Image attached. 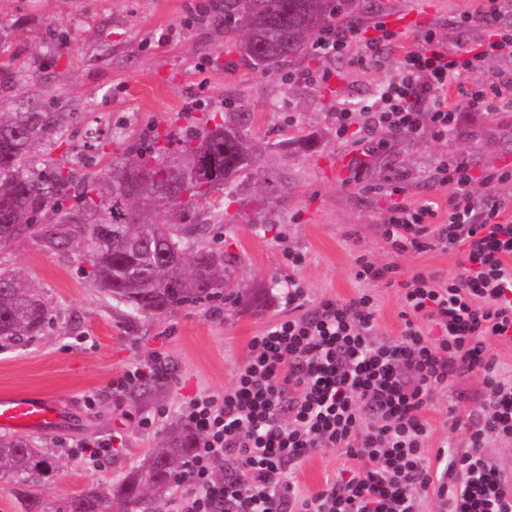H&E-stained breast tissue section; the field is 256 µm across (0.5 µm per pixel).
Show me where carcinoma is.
I'll use <instances>...</instances> for the list:
<instances>
[{"instance_id":"carcinoma-1","label":"carcinoma","mask_w":512,"mask_h":512,"mask_svg":"<svg viewBox=\"0 0 512 512\" xmlns=\"http://www.w3.org/2000/svg\"><path fill=\"white\" fill-rule=\"evenodd\" d=\"M354 0H220L224 29L242 31L234 44L245 64L275 71L308 50L318 35L352 10ZM250 116L207 117L175 139L165 133L97 177L75 182L62 162L39 165L34 145L57 129L53 112H0V251L34 235L48 243H76L90 253V277L128 315L163 317L224 296V251L202 241L205 222L183 224L212 192L237 201V178L256 163L248 144ZM49 309L24 274L0 268V339L39 335ZM184 424L164 430L163 443L135 474L106 492L69 498L65 512H148L178 480L196 448ZM53 463L28 441L0 436V477L18 484L26 512H51L26 487L41 482Z\"/></svg>"}]
</instances>
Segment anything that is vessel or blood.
<instances>
[{
  "instance_id": "obj_1",
  "label": "vessel or blood",
  "mask_w": 512,
  "mask_h": 512,
  "mask_svg": "<svg viewBox=\"0 0 512 512\" xmlns=\"http://www.w3.org/2000/svg\"><path fill=\"white\" fill-rule=\"evenodd\" d=\"M66 422V411L58 397L33 392L0 394V431L45 432Z\"/></svg>"
}]
</instances>
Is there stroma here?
Listing matches in <instances>:
<instances>
[{
    "mask_svg": "<svg viewBox=\"0 0 512 512\" xmlns=\"http://www.w3.org/2000/svg\"><path fill=\"white\" fill-rule=\"evenodd\" d=\"M219 0H0V19L14 29L15 66L0 71V112L30 107L60 115L61 134L39 141V158L66 162L84 180L123 158L129 143L151 142L155 133L183 136L208 115L244 110L252 118V143L260 157L256 174L243 182L239 200L213 194L206 213L208 240L230 256L225 299L181 307L164 318H131L124 306L91 281L85 251L53 247L30 236L0 253V267L22 269L50 310L43 333L21 342L0 341V393L28 391L59 397L68 411L65 426L32 433L34 447L57 465L34 486L36 495L63 508L75 495L107 490L139 470L159 444L161 431L180 422L183 402L198 393H223L245 358L253 336L283 314L279 293L300 281L309 304L329 297L373 294L378 331L397 338L401 290L385 283L365 285L353 274L366 255L395 262L402 273L417 268L455 272L456 257L441 249L394 257L379 226L387 216L393 186L412 202L447 204V190L428 174L438 156L462 153L480 168L512 166V138L503 124L512 116L468 112L457 134L444 139L405 133L390 138L387 153L361 175L337 170V160L359 155L358 145L336 137L340 108L373 101L395 75L392 64L363 67L357 59L364 38L379 22L418 11L417 21L399 28L400 46L417 47L420 30L432 28L452 43L476 46L480 28L459 29V15L482 0H356L355 25L343 57L307 53L275 73L240 64L225 53L224 15ZM70 45L59 50L61 35ZM331 72L313 86L296 73ZM194 94L193 111L183 109ZM109 127L110 142L86 149L90 128ZM303 251L306 263L288 264ZM161 365L164 375L124 385L129 370ZM480 377L466 374L437 395L426 414L432 442L466 446L464 426L450 427L449 408L460 416L481 402ZM113 439L100 464L77 453L80 442ZM340 449H316L295 471L301 490L315 492L348 466Z\"/></svg>",
    "mask_w": 512,
    "mask_h": 512,
    "instance_id": "35a3bbf8",
    "label": "stroma"
}]
</instances>
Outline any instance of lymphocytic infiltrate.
<instances>
[{
  "label": "lymphocytic infiltrate",
  "instance_id": "obj_1",
  "mask_svg": "<svg viewBox=\"0 0 512 512\" xmlns=\"http://www.w3.org/2000/svg\"><path fill=\"white\" fill-rule=\"evenodd\" d=\"M498 2L459 17L458 27L486 33L473 48L429 28L418 34L416 50L402 52L396 34L377 24L359 63L390 60L397 77L359 111L336 114L337 138L358 131L357 170L386 150L377 130L440 139L459 131L463 111L512 110V72L482 76L486 56L512 58V28L501 24ZM452 86L461 103L447 102ZM429 177L450 192L446 218L438 219L436 202L405 200L397 185L399 200L381 235L397 256L435 247L458 253V273L416 269L404 276L397 264L358 256L357 281L394 282L402 290L404 328L391 340L378 335L372 294L327 298L310 310L302 283L289 280L284 316L251 339L233 385L183 404L181 416L198 440L174 512H421L428 496L441 512H512V481L483 453L489 441L512 438V373L498 367L491 350L512 329V299L505 297L512 292L511 204L479 203L472 192L477 180H511L512 168L478 171L466 157L446 155ZM465 373L485 386L482 408L466 426L467 447L431 448L425 413ZM317 448L343 449L354 465L306 493L292 475ZM227 461L234 476L216 480L215 467Z\"/></svg>",
  "mask_w": 512,
  "mask_h": 512
}]
</instances>
